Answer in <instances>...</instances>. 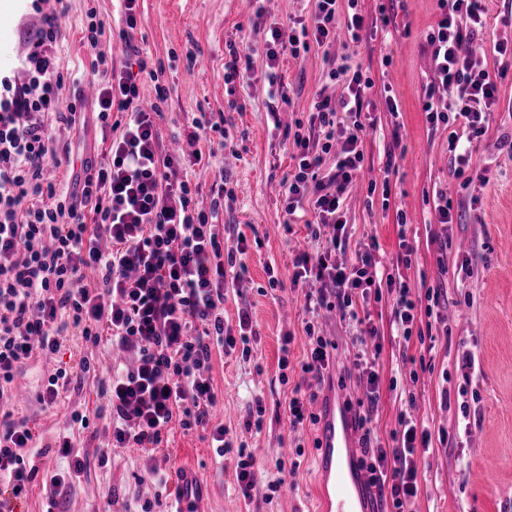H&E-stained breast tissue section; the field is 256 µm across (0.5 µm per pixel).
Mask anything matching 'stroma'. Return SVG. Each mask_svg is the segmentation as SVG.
I'll return each mask as SVG.
<instances>
[{"instance_id":"1","label":"stroma","mask_w":512,"mask_h":512,"mask_svg":"<svg viewBox=\"0 0 512 512\" xmlns=\"http://www.w3.org/2000/svg\"><path fill=\"white\" fill-rule=\"evenodd\" d=\"M60 67L66 78L64 100L82 96L81 124L61 132L57 162L47 174L60 189L72 187L70 175L81 159L100 161L104 148L96 121L92 88L98 78L97 54L106 61L125 60L130 49L146 57L154 79L144 82L145 104H159L156 123L163 149L179 148L183 155L202 151L206 167L187 174L197 185L195 201L209 207L222 197L219 221L224 226V250L235 251L246 239L248 274L224 292V324L238 327L239 310H248L256 333L252 353L214 354L209 374L217 404L215 422L224 424L234 449L218 455L209 431L184 429L172 419L155 448L112 447L108 400L102 384L112 370V349L87 343L79 330L61 337V353L53 360L35 359L23 373L26 393L16 395L14 416L27 418L38 445L45 446L67 428L73 413L90 418L89 430L74 433V454L87 461L79 483L59 500L61 512H141L151 502L153 512H166L174 485L162 486L151 471L172 473L194 466L203 481L200 512H316L320 487L315 480L313 425L292 428L285 414L293 384L300 382V363L307 352L306 322L318 323L337 344L333 365L317 396L331 387L353 398L365 386L343 375L341 368L354 356L351 322L334 311L311 312L303 286L293 285L292 261L297 252L316 251L303 224L287 225L282 184L293 169V139L287 134L296 122L307 121L318 95L339 96L344 87L330 79L332 69L349 62L368 76L361 120L366 129L359 148L363 171L344 195L340 214L346 223L347 246L336 261L354 263L369 251L384 269L400 277L417 304L415 327L430 331L431 347L411 340L399 344L392 326L394 298L383 295L368 309L380 331L376 371L380 398L372 411L375 437L390 446L408 398H415V416L431 432H444L419 452L415 512H512V75L498 84L497 101L488 114L486 133L471 146V161L463 176L450 170L448 128L431 129L423 109L424 92L433 63L426 37L439 19L437 0H357L365 19L360 40L340 37L324 47H311L282 56L278 74L288 100L277 116L268 112V69L262 53L251 52L255 30L271 22L286 25L311 9L309 0H264L263 16L239 0H138L137 28L131 46L102 41L90 50L81 41L89 9L107 25L118 27L123 14L118 0H64ZM43 0L33 11L31 0H13L0 20V72L12 73L29 31L41 13L55 10ZM487 25L475 41L477 57L485 58L496 40L512 39V0H486ZM249 53L251 76L227 81L228 50ZM164 87L167 99L157 103L155 89ZM236 108H229V101ZM397 112H390V102ZM211 124L198 142L187 134L193 120ZM453 204L454 222L443 228L435 217L437 193ZM413 249L410 263L400 259V242ZM447 252H440V245ZM280 284L270 287L269 275ZM441 287L448 301L442 322H430L425 293ZM291 336L288 370L280 372L281 339ZM420 357L425 370L411 382L400 370L403 355ZM473 355L475 367L463 369ZM87 359L88 373L74 377L57 403L44 407L37 400L43 377L63 365ZM261 412L262 427L247 431L248 414ZM255 459L256 484L243 497L236 481V447ZM109 448L107 463L99 452ZM302 449L300 467L280 474L284 448ZM38 469L18 512H45L50 476L67 461L57 452L34 457ZM279 491H271L273 482Z\"/></svg>"}]
</instances>
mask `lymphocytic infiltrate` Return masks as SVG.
Listing matches in <instances>:
<instances>
[{
  "instance_id": "lymphocytic-infiltrate-1",
  "label": "lymphocytic infiltrate",
  "mask_w": 512,
  "mask_h": 512,
  "mask_svg": "<svg viewBox=\"0 0 512 512\" xmlns=\"http://www.w3.org/2000/svg\"><path fill=\"white\" fill-rule=\"evenodd\" d=\"M337 2L313 0L309 20L261 29L256 46L265 55L269 82H276L284 53L324 45L340 27L358 36L363 16L339 13ZM438 2L442 14L428 37L434 77L424 92L430 99L443 87L454 99L447 111L430 102L425 110L431 126L450 127V164L460 174L470 155L459 151L458 143L485 133L497 82L512 71V43L496 42L492 62L478 59L466 47L486 27L483 0ZM58 38L57 15L45 16L42 26L27 35L19 58L25 81L0 75V512H15L36 473L30 463L34 434L26 420L14 419L8 409L13 382L28 360L60 351L64 330L79 329L86 342L107 341L131 357L104 384L116 448L156 447L177 415L184 429L210 428L218 451L231 449L224 427L210 423L217 397L209 370L214 353H251L248 312L239 315L236 337L225 333L222 312L224 282L227 276L239 280L246 274L242 256L248 246L242 241L237 253L224 254L217 210L196 208L191 185L179 174L181 158L160 153L154 119L141 106L137 73L146 70L145 59L111 68L97 90V118L103 137L110 140L103 159L85 164L76 191H58L44 180V169L56 158L60 130L74 128L81 119L75 102L59 98ZM330 77L342 80L345 90L336 98L318 96L308 134L293 136L298 157L285 182V213L292 216L310 206L312 237H323L328 226L333 234L325 237L321 252L295 256L292 281L312 284L306 299L314 307L333 305L355 320L352 366L367 382L365 397L357 402L364 431L362 465L392 512H413L415 452L428 447L431 433L403 416L392 434L393 447L375 442L371 411L379 386L371 356L378 329L370 313L360 312L359 303L395 295L394 324L405 343L412 337L416 304L403 281L390 274L379 277L372 254H357L348 267L332 259L333 251L346 244L345 223L337 211L363 161L360 117L371 82L346 63ZM116 111L127 116L117 134L112 131ZM458 121L463 124L459 132L453 129ZM330 153L336 165L321 174L323 157ZM89 270L97 273L98 287L85 285ZM305 333L308 348L301 371L319 382L331 367L336 344L314 324H306ZM89 425L87 416L76 413L69 430L55 436L54 446L69 464L51 477L52 487L73 486L86 470V460L71 453V432Z\"/></svg>"
}]
</instances>
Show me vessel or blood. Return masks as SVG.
Listing matches in <instances>:
<instances>
[{
  "label": "vessel or blood",
  "instance_id": "obj_1",
  "mask_svg": "<svg viewBox=\"0 0 512 512\" xmlns=\"http://www.w3.org/2000/svg\"><path fill=\"white\" fill-rule=\"evenodd\" d=\"M350 397L342 391L322 398L316 411L320 420L317 472L324 480L321 512H376L369 494L370 478L361 464L359 434ZM182 494L170 512H188L201 483L191 475L180 480Z\"/></svg>",
  "mask_w": 512,
  "mask_h": 512
}]
</instances>
